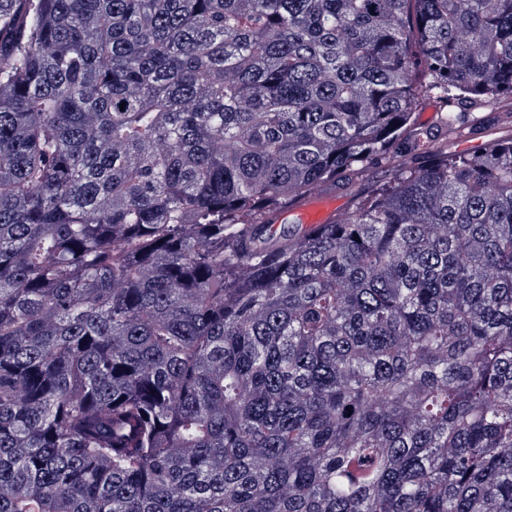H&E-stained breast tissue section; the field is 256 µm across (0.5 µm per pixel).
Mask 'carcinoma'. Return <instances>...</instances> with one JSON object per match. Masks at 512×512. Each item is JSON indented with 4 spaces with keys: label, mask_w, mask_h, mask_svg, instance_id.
Here are the masks:
<instances>
[{
    "label": "carcinoma",
    "mask_w": 512,
    "mask_h": 512,
    "mask_svg": "<svg viewBox=\"0 0 512 512\" xmlns=\"http://www.w3.org/2000/svg\"><path fill=\"white\" fill-rule=\"evenodd\" d=\"M0 512H512V0H0ZM444 113L443 103L433 97H424L413 114V122L417 127L429 129L438 133L442 126V114ZM478 113L480 116V120L482 121L483 129L481 131L475 132V133H467L468 139L467 141H464L463 138L455 139L453 141L448 142V154H467L474 152L477 147L473 146V142L480 140H485V135L488 131L496 127L497 122L495 119V115L493 112H491L489 109H485L481 112H475ZM389 181V175L384 168L374 167L371 169L370 176L368 179L359 182L353 181L352 184L344 185L341 184L336 188L326 189L313 196H331L336 199L337 207L336 212L329 217V222L334 220L339 214L351 210L355 204L358 194H367L373 189L387 183ZM310 197V198H313ZM334 205L333 200L319 197L296 206L289 210V213L295 215L301 224L312 227L318 224H326V215Z\"/></svg>",
    "instance_id": "obj_1"
}]
</instances>
